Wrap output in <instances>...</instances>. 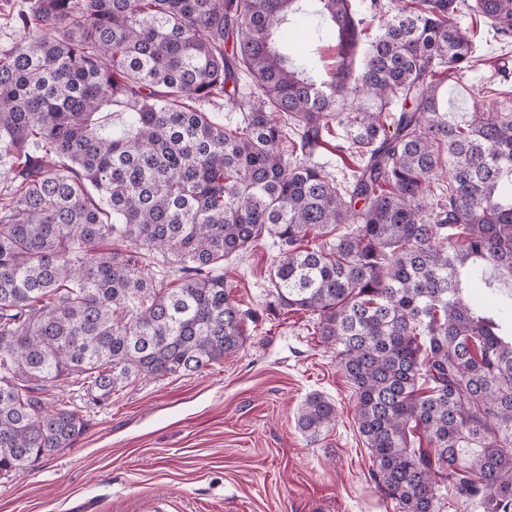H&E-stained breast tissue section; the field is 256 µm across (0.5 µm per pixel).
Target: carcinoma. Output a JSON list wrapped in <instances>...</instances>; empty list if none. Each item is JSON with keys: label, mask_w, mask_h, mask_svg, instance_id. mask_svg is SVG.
<instances>
[{"label": "carcinoma", "mask_w": 512, "mask_h": 512, "mask_svg": "<svg viewBox=\"0 0 512 512\" xmlns=\"http://www.w3.org/2000/svg\"><path fill=\"white\" fill-rule=\"evenodd\" d=\"M300 2L18 15L24 39L0 50V476L85 433L49 404L58 387L105 402L236 352L249 315L224 259L267 235L275 308L336 349L384 495L512 512V301L468 295L512 286V105L462 118L442 90L477 52L452 16L508 44L512 0H311L333 50L319 82L282 46ZM327 148L355 159L350 178L314 161ZM336 419L311 392L295 422L315 441Z\"/></svg>", "instance_id": "obj_1"}]
</instances>
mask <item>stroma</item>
Returning <instances> with one entry per match:
<instances>
[{
    "label": "stroma",
    "mask_w": 512,
    "mask_h": 512,
    "mask_svg": "<svg viewBox=\"0 0 512 512\" xmlns=\"http://www.w3.org/2000/svg\"><path fill=\"white\" fill-rule=\"evenodd\" d=\"M481 59L448 83V104L468 112L512 72V46L490 29ZM265 237L224 261V286L254 320L241 348L202 371L136 382L93 403L59 396L88 422L70 448L0 476V512H398L374 482L352 389L307 314L269 308ZM317 391L338 408L317 441L295 427Z\"/></svg>",
    "instance_id": "obj_1"
}]
</instances>
